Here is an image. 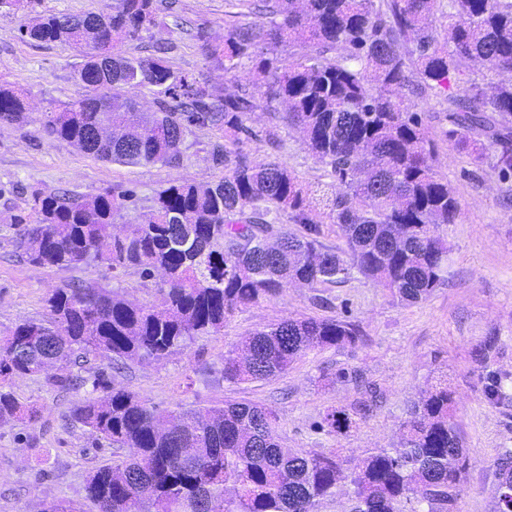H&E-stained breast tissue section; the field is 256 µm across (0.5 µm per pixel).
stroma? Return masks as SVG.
<instances>
[{"label":"stroma","instance_id":"35a3bbf8","mask_svg":"<svg viewBox=\"0 0 512 512\" xmlns=\"http://www.w3.org/2000/svg\"><path fill=\"white\" fill-rule=\"evenodd\" d=\"M113 0H22L15 11H0V88L24 93L22 126L0 125V336L21 320L41 318L55 288L86 281L125 293L139 304L163 302L154 281L132 269L115 270L108 263L59 270L29 264L19 256L16 229L7 216L24 215L36 223L31 193L66 188L92 198L109 190H131L114 217V234L141 223L157 191L175 182L217 181L210 148L217 134L192 129L182 144L180 166H123L105 162L77 145L49 136L47 115L61 103L79 98L83 87L75 78L80 49L23 38L22 24L39 16L107 12ZM173 8L186 20L175 28L166 12L138 39L124 42L123 54L145 56L161 49L174 71L204 81L215 94L252 93L257 108L248 124L255 137L242 150L250 158L283 164L306 187L333 191L329 167L313 156L294 128L279 131L277 146L260 139L270 122L264 106L265 87L257 81L250 59L232 71L210 57L205 44L224 40L231 0H175ZM485 89L504 82L505 74L465 61L448 87L423 95L406 93L414 111L428 115L427 132L435 145L434 170L459 201L455 223L440 225L448 241L445 283L425 301L407 305L375 280L353 275L336 284L288 286L282 294L236 312L223 329L200 336L185 350L152 363L130 362L121 369L89 359L84 374L105 371L110 385L126 388L162 410L176 403L214 405L227 400L254 402L275 411L276 433L283 447L301 452L336 454L357 464L370 448L397 446L410 405L437 382H447L455 419L469 453L462 491L454 512H492L498 483L495 461L512 449V404L491 403L484 393L483 371L475 349L489 334L499 338L493 368L512 373V178L501 179L490 164L477 165L449 144L448 101L466 97L469 79ZM340 318L355 325L362 340L345 348H314L287 372L263 381L236 384L224 378V356L256 330L284 319ZM355 369L361 381L375 384L383 398L372 415L350 436L318 430L327 410L348 406L358 397L356 384L336 381L338 368ZM18 400L38 409L35 420L0 425V512H40L44 504L67 498L83 501L87 474L112 456L96 450V437L76 422L71 411L74 393L47 387L43 378L20 377L9 385ZM50 457H43V450Z\"/></svg>","mask_w":512,"mask_h":512}]
</instances>
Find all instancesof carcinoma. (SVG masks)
<instances>
[{
	"label": "carcinoma",
	"mask_w": 512,
	"mask_h": 512,
	"mask_svg": "<svg viewBox=\"0 0 512 512\" xmlns=\"http://www.w3.org/2000/svg\"><path fill=\"white\" fill-rule=\"evenodd\" d=\"M157 2L113 0L108 13L54 14L21 26V36L38 42L80 48L88 34L109 48L103 60L85 54L76 79L88 93L51 112L46 131L103 161L177 167L186 132L214 130L223 141L212 144L211 159L224 167V178L160 189L142 222L122 237L112 234L113 217L133 194L107 190L87 199L68 190L33 191L37 223L8 217L24 260L69 269L105 259L143 279L161 267L164 304L146 307L112 289L65 284L46 300L45 318L24 320L0 337V380L40 376L52 388L83 391L76 419L111 447L132 449L87 476L92 512H319L337 495L343 460L282 447L271 408L226 401L161 411L110 386L102 372L86 378L73 368L91 356L111 366L161 361L298 280L341 283L355 270L402 302L426 300L447 278L448 242L438 226L456 222L459 202L434 172L423 118L395 91L406 86L409 69L420 92L442 88L464 60L512 73V0H261L266 21L234 25L224 46H207L226 71L245 57L255 62L266 104L285 105L274 118L298 128L331 169L340 190L327 200L324 218L346 239L347 260L318 240L308 189L288 168L237 148L254 137L247 125L257 108L253 95L222 97L162 57L115 51L156 22ZM437 14L447 21L443 39L433 25ZM299 41L319 51L292 62L275 53L279 44ZM330 50L336 56H324ZM117 86L153 89L155 111L140 112L133 95L116 97ZM25 110V97L0 89V124L21 125ZM447 118L448 140L479 163L484 140L501 146L491 166L512 176L511 80L490 94L471 83V95L455 101ZM109 121L112 136H95ZM284 214L302 230L280 228ZM360 339L353 324L339 319L284 320L229 351L224 379L265 380L309 349L344 348ZM497 354L492 334L478 346L476 361L485 369ZM510 382L511 373L487 374L491 402H512ZM375 398L373 391L326 412L318 427L351 433ZM36 416V408L0 390V424ZM466 453L452 394L440 383L413 405L398 446L373 448L353 468L348 512H450ZM495 466L493 512H512V449ZM39 512L87 510L62 498Z\"/></svg>",
	"instance_id": "obj_1"
}]
</instances>
